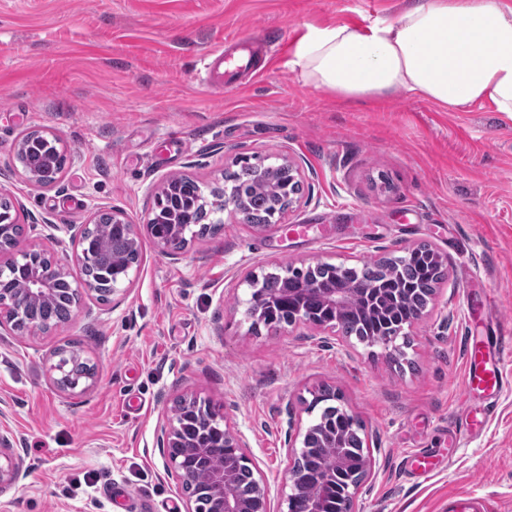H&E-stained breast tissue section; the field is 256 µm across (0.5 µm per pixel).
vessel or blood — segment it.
I'll return each mask as SVG.
<instances>
[{"instance_id":"vessel-or-blood-1","label":"vessel or blood","mask_w":512,"mask_h":512,"mask_svg":"<svg viewBox=\"0 0 512 512\" xmlns=\"http://www.w3.org/2000/svg\"><path fill=\"white\" fill-rule=\"evenodd\" d=\"M509 353H512V338L507 336L469 340L464 363L467 392L496 399L505 387L504 357ZM448 512H488V505L485 500L462 492L449 500Z\"/></svg>"}]
</instances>
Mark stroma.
Wrapping results in <instances>:
<instances>
[{
	"label": "stroma",
	"mask_w": 512,
	"mask_h": 512,
	"mask_svg": "<svg viewBox=\"0 0 512 512\" xmlns=\"http://www.w3.org/2000/svg\"><path fill=\"white\" fill-rule=\"evenodd\" d=\"M408 2L0 0V190L36 218L28 240L71 254L64 225L111 209L145 224L172 177L220 187L240 157L287 156L305 178L304 199L265 228L227 215L219 234L172 255L141 233L118 305L86 297L52 334H0V436L22 461L0 512H184L157 444L181 395L222 408L247 436L271 510L285 512V433L311 422L320 385L365 423L372 472L357 512H448L463 491L512 512V355L482 428L462 420L469 337L512 336V119L403 91L342 102L294 64L308 29H363ZM216 52L220 85L202 66ZM33 130L68 149L57 186L31 183L14 159ZM422 243L444 257L449 281L402 358L305 325L257 336L244 315L247 273L353 266ZM487 291L485 313L473 300ZM58 348L92 359L91 386H54ZM419 451L437 459L432 475L411 473Z\"/></svg>",
	"instance_id": "obj_1"
}]
</instances>
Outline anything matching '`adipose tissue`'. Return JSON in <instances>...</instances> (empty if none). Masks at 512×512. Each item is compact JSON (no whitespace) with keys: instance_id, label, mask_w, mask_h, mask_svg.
<instances>
[{"instance_id":"adipose-tissue-1","label":"adipose tissue","mask_w":512,"mask_h":512,"mask_svg":"<svg viewBox=\"0 0 512 512\" xmlns=\"http://www.w3.org/2000/svg\"><path fill=\"white\" fill-rule=\"evenodd\" d=\"M295 64L309 84L349 102L403 90L452 111L488 103L512 118V8L499 0H411L363 31L310 29Z\"/></svg>"}]
</instances>
